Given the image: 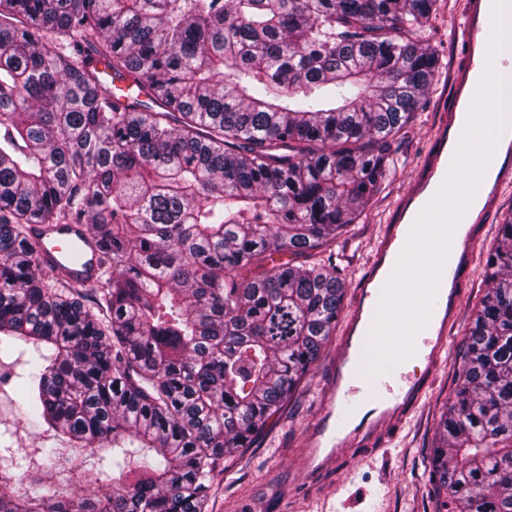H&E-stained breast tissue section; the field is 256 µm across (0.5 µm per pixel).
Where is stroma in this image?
<instances>
[{
  "label": "stroma",
  "instance_id": "1",
  "mask_svg": "<svg viewBox=\"0 0 512 512\" xmlns=\"http://www.w3.org/2000/svg\"><path fill=\"white\" fill-rule=\"evenodd\" d=\"M461 2L438 0L436 12L424 25L425 42L438 51L441 68L424 109L406 128L384 189L336 241L334 262L346 284H354L364 273L375 239L429 146L438 118L437 107L448 93L453 62L459 56L455 29ZM511 211L512 191L504 194L499 212L489 223L476 225V260L462 285L460 312L450 331L443 366L399 430L385 433L373 446L342 449L323 486L309 483L301 458L304 436L323 409V390L336 347L335 341H328L297 393L270 421L255 446L225 458L209 494V512H434L428 456L441 415L453 397L460 366L459 348L471 311L486 288L488 251L504 214ZM27 372L25 357L13 354L0 359V374L9 377L8 382L0 383V433L12 432L23 448L30 449L41 438L25 428L21 417L25 394L14 380L15 375Z\"/></svg>",
  "mask_w": 512,
  "mask_h": 512
}]
</instances>
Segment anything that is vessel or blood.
<instances>
[{"label": "vessel or blood", "instance_id": "b4317fda", "mask_svg": "<svg viewBox=\"0 0 512 512\" xmlns=\"http://www.w3.org/2000/svg\"><path fill=\"white\" fill-rule=\"evenodd\" d=\"M493 0H462L457 33L463 52L451 78V99L441 113L432 145L392 209L390 223L369 263V273L353 293V304L332 359V381L324 414L312 427L302 465L308 476L329 469L337 453L350 446H367L385 430L400 424L414 407L422 383L405 375L403 365L369 379L359 362L372 333L383 290L405 250L423 210L447 180L466 129L470 110L487 67L512 66L502 56H490ZM512 185V136L501 137L480 179L477 190L457 222L442 265L428 320L413 340L415 358L436 371L447 350L448 329L458 316L461 293L458 283L471 263L476 241L470 227L485 223L494 212L505 187ZM42 240L40 262L60 264L73 249L83 254L80 264L65 269L69 281L95 280L99 251L81 224H38Z\"/></svg>", "mask_w": 512, "mask_h": 512}]
</instances>
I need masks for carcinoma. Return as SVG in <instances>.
Listing matches in <instances>:
<instances>
[{
    "label": "carcinoma",
    "instance_id": "obj_1",
    "mask_svg": "<svg viewBox=\"0 0 512 512\" xmlns=\"http://www.w3.org/2000/svg\"><path fill=\"white\" fill-rule=\"evenodd\" d=\"M437 0H0V353L34 348L30 431L0 440V512H207L343 312L336 238L383 190L439 57ZM162 110L118 100L96 63ZM33 224H85L71 283ZM428 457L445 512H512V217L485 262Z\"/></svg>",
    "mask_w": 512,
    "mask_h": 512
}]
</instances>
